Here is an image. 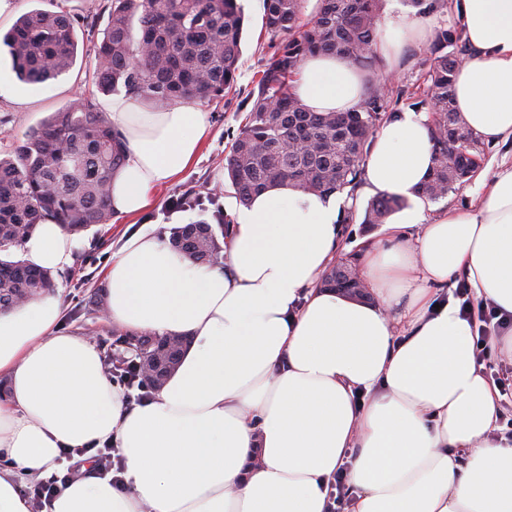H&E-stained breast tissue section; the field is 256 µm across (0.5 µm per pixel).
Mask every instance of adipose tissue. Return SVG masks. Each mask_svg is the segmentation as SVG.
<instances>
[{"label":"adipose tissue","mask_w":512,"mask_h":512,"mask_svg":"<svg viewBox=\"0 0 512 512\" xmlns=\"http://www.w3.org/2000/svg\"><path fill=\"white\" fill-rule=\"evenodd\" d=\"M455 7L475 51L456 76L455 106L495 143L512 136V0ZM434 30L432 18L399 14L380 27L378 50L399 68L403 45ZM366 85L347 58L316 54L294 92L310 111L349 112ZM108 118L127 145L110 205L132 219L195 161L207 114L121 96ZM426 122L398 113L365 162L371 192L408 201L392 227L418 229L414 241L367 250L374 302L320 285L340 201L277 186L236 215L223 263L195 262L150 224L120 245L104 275L110 323L189 339L176 371L140 403L112 382L94 341L59 332L55 295L0 313V512H32L20 478H46L65 453L107 444L120 452L123 487L86 466L41 512H327V485L344 465L350 512H512V446L488 438L500 395L476 361L477 325L435 297L462 277L512 315V167L477 210L425 223ZM79 245L47 221L16 257L62 271Z\"/></svg>","instance_id":"1"}]
</instances>
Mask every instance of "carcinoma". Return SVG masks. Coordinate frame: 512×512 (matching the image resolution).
I'll return each instance as SVG.
<instances>
[{"label": "carcinoma", "instance_id": "obj_1", "mask_svg": "<svg viewBox=\"0 0 512 512\" xmlns=\"http://www.w3.org/2000/svg\"><path fill=\"white\" fill-rule=\"evenodd\" d=\"M305 0H263V27L279 39L260 71L251 106L224 170L241 205L271 186L288 183L319 195L347 192L354 197L377 130L390 121L389 72L376 49L381 0H318L304 21ZM419 12L442 15L448 0H409ZM244 14L238 0H112L107 27L94 44V84L103 95L124 92L162 110L176 102H210L233 88L241 52ZM462 24L442 29L425 51L423 89L415 107L428 114L435 164L422 197L439 200L475 176L478 143L453 106V83L470 58ZM12 70L23 84L56 79L73 66L77 53L74 22L64 10L34 9L0 38ZM330 52L369 73L366 96L352 112L315 113L295 95L294 79L304 60ZM126 144L98 105L83 99L50 116L25 139L0 155V252L20 247L47 220L77 234L112 218V175L125 160ZM212 189L186 195L178 207L202 204ZM401 197L372 199L362 223L383 224L403 208ZM216 223L173 227L170 243L195 261H224L233 217L215 211ZM358 257L327 269L324 287L370 299L356 273ZM55 288L47 271L0 259V312L10 311ZM163 339L124 333L136 360L156 361L169 375L180 358L162 347Z\"/></svg>", "mask_w": 512, "mask_h": 512}]
</instances>
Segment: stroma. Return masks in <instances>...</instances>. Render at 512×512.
<instances>
[{
	"label": "stroma",
	"instance_id": "1",
	"mask_svg": "<svg viewBox=\"0 0 512 512\" xmlns=\"http://www.w3.org/2000/svg\"><path fill=\"white\" fill-rule=\"evenodd\" d=\"M239 2L244 11L245 29L235 85L223 98L203 104L210 133L196 161L175 182L161 189L155 206L140 217L141 223L154 225L160 234H167L175 226L212 221L213 211L217 208L228 215L239 210L224 171V158L249 110V93L275 44L262 27L263 0ZM61 4L75 20L78 41L76 60L67 73L44 84L25 85L17 80L8 54L0 55L1 151L22 140L30 130L74 99L91 95L102 111L110 109L111 97L97 92L91 76L96 67L93 45L102 38L100 29L106 24L111 0H61ZM424 48L421 41L407 45L404 52L409 55V62L391 76L393 92L390 100L397 110L411 109L415 101L414 92L423 70ZM479 150L481 164L474 179L443 199L426 201V222H433L451 210H476L499 168L512 165V137L495 144L481 142ZM204 186L218 188L215 204L176 207V198ZM136 225L128 219L115 217L108 224L90 227L80 236L81 245L73 255L71 266L54 277L55 292L62 304V331L88 336L104 351L113 349L117 338L113 334V325L106 319V305L100 302L98 293L113 254L118 251L122 238L135 231ZM393 234V229L386 223L371 229L357 222L340 225L334 258L339 261L352 254L365 255L368 246L387 245Z\"/></svg>",
	"mask_w": 512,
	"mask_h": 512
}]
</instances>
